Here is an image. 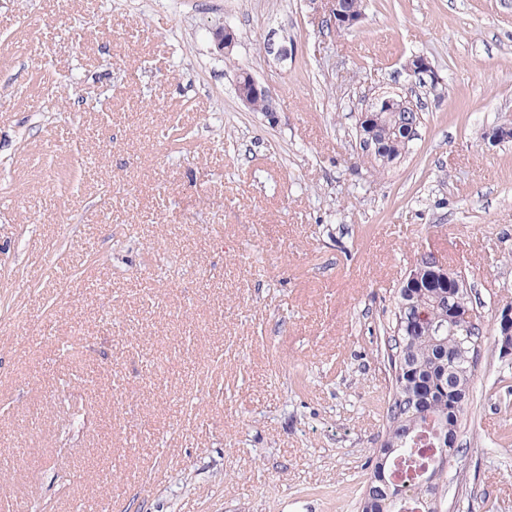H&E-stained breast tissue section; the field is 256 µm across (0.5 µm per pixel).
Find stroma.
I'll use <instances>...</instances> for the list:
<instances>
[{"label":"stroma","mask_w":512,"mask_h":512,"mask_svg":"<svg viewBox=\"0 0 512 512\" xmlns=\"http://www.w3.org/2000/svg\"><path fill=\"white\" fill-rule=\"evenodd\" d=\"M0 0V498L359 512L422 251L487 333L444 512H512V0ZM237 36L219 52L213 28ZM287 47L286 57L270 47ZM421 55L434 71L404 70ZM275 119L238 98L241 71ZM418 96L370 168L374 92ZM325 2L326 17L330 19L333 24L351 29L362 19V16H357L346 11L343 7V0H327ZM236 91L239 99L248 108H253L256 102H263L266 116L275 119V108L269 89L256 80L249 72L242 71L237 79Z\"/></svg>","instance_id":"stroma-1"}]
</instances>
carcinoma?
<instances>
[{
    "label": "carcinoma",
    "instance_id": "1",
    "mask_svg": "<svg viewBox=\"0 0 512 512\" xmlns=\"http://www.w3.org/2000/svg\"><path fill=\"white\" fill-rule=\"evenodd\" d=\"M394 125L384 117L368 127L360 124V136L380 145L371 162L381 169L401 158ZM416 270L415 286L405 280L397 290L391 334L385 343L391 386L383 415L386 438L395 447L386 471L393 472L398 463L413 474V480L398 484L396 498H382L379 512L420 508L421 501L429 498L420 472L432 467V459L424 449L441 450L440 437L447 436L450 427L460 428L465 413L463 407L449 409L448 370L454 371L455 386L469 396L483 337L480 325L469 337L448 329V283L460 275L442 274L423 258Z\"/></svg>",
    "mask_w": 512,
    "mask_h": 512
}]
</instances>
